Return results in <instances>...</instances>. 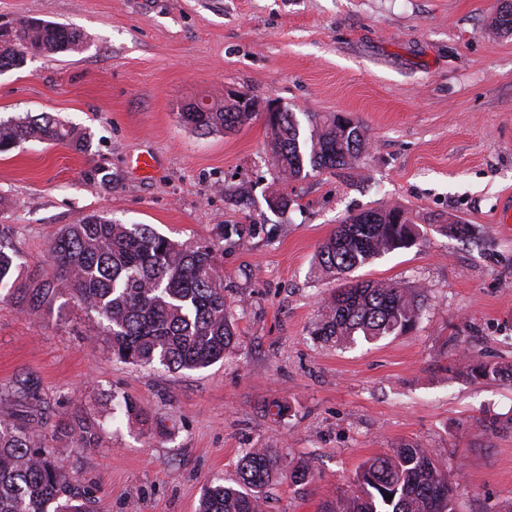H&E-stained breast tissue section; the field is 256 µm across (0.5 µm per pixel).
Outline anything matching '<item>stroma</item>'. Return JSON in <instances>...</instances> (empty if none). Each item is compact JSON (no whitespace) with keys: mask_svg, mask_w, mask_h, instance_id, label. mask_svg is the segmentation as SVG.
I'll return each mask as SVG.
<instances>
[{"mask_svg":"<svg viewBox=\"0 0 512 512\" xmlns=\"http://www.w3.org/2000/svg\"><path fill=\"white\" fill-rule=\"evenodd\" d=\"M501 4L0 0V25L36 18L84 35L0 72V120L49 112L90 138L85 152L29 140L0 153V228L27 287L52 279L53 237L88 214L187 243L244 229L219 256L238 344L204 369L116 361L97 314L64 290L36 310L0 298V391L38 380L43 432L71 429L65 454L101 512H197L249 448L316 469L269 484L267 512H320L354 492L361 463L405 444L459 474V512L512 506V381L450 372L464 351L512 365V227L498 221L512 201V33L489 28ZM237 92L358 119L370 147L353 169L293 182L262 118L207 136L180 122L186 104ZM138 155L154 168L132 171ZM385 205L424 236L355 276L426 289L427 308L410 334L340 349L312 334L337 286L314 254L347 216ZM446 218L471 238L441 232ZM123 394L148 424L113 416ZM274 400L287 415L267 412Z\"/></svg>","mask_w":512,"mask_h":512,"instance_id":"1","label":"stroma"}]
</instances>
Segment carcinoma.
I'll use <instances>...</instances> for the list:
<instances>
[{"label": "carcinoma", "instance_id": "carcinoma-1", "mask_svg": "<svg viewBox=\"0 0 512 512\" xmlns=\"http://www.w3.org/2000/svg\"><path fill=\"white\" fill-rule=\"evenodd\" d=\"M492 31L512 32V0H504L490 23ZM83 44L73 27L23 19L0 27V70L21 67L27 57L66 53ZM256 113L233 112L220 103L209 112H182L181 122L201 135L224 133L249 123ZM271 159L289 180L351 167L365 151L367 130L344 123L335 112L281 113L268 127ZM38 139L88 147L84 133L48 113L0 123V152ZM399 207H380L347 218L319 246L317 270L340 281L328 298L314 334L338 346L356 338L377 341L412 332L428 300L423 288L396 282H349L347 275L374 259L419 242V225L397 224ZM213 243L188 245L149 224H117L105 215H87L56 235L50 246L54 278L30 289L31 305L62 288L97 313L116 359L169 371L198 370L224 358L237 345L227 315L224 276ZM20 268L0 245V294L14 295ZM456 374L471 381L500 379L496 363L465 355ZM42 395L37 381L25 380L15 403L33 409ZM116 405L146 423L150 414L123 395ZM62 449L44 445L40 430L25 421L0 419V512H99L92 492L61 459ZM282 471L271 448H250L240 457L233 485L214 481L197 512H264L262 491ZM357 491L327 501L321 512H456L455 487L433 452L403 445L364 461L356 471ZM390 499H385V496Z\"/></svg>", "mask_w": 512, "mask_h": 512}]
</instances>
